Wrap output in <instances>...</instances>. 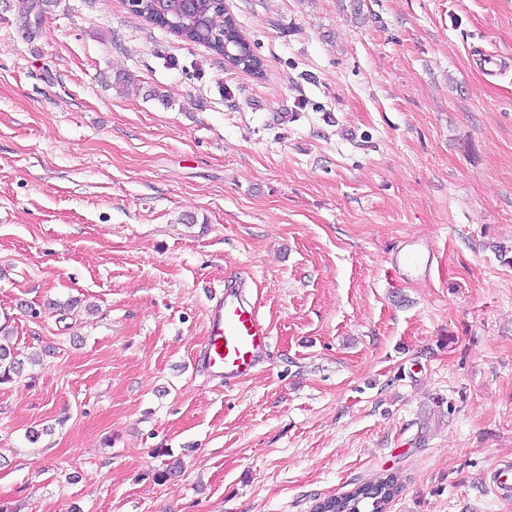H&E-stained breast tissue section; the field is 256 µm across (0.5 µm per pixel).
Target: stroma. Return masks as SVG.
I'll use <instances>...</instances> for the list:
<instances>
[{"label": "stroma", "instance_id": "obj_1", "mask_svg": "<svg viewBox=\"0 0 512 512\" xmlns=\"http://www.w3.org/2000/svg\"><path fill=\"white\" fill-rule=\"evenodd\" d=\"M225 5L262 78L124 0H0V322L50 350L0 384V502L312 512L389 470V512H512V0ZM231 274L272 340L226 386ZM247 288V279L234 277L214 293L207 337L197 351L198 366L226 386L253 375L271 343L269 323ZM512 460L503 461L490 476V486L500 496L508 497L512 494Z\"/></svg>", "mask_w": 512, "mask_h": 512}]
</instances>
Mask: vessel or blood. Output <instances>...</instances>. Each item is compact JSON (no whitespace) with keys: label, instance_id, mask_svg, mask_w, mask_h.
Masks as SVG:
<instances>
[{"label":"vessel or blood","instance_id":"1","mask_svg":"<svg viewBox=\"0 0 512 512\" xmlns=\"http://www.w3.org/2000/svg\"><path fill=\"white\" fill-rule=\"evenodd\" d=\"M247 288V280L236 277L214 293L207 337L197 351L199 367L227 385L253 375L271 343L270 326ZM490 485L500 496L512 495V460L500 463Z\"/></svg>","mask_w":512,"mask_h":512}]
</instances>
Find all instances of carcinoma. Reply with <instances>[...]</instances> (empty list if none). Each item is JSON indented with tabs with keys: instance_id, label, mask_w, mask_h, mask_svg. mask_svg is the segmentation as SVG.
<instances>
[{
	"instance_id": "cac0c4a2",
	"label": "carcinoma",
	"mask_w": 512,
	"mask_h": 512,
	"mask_svg": "<svg viewBox=\"0 0 512 512\" xmlns=\"http://www.w3.org/2000/svg\"><path fill=\"white\" fill-rule=\"evenodd\" d=\"M49 4L50 0H22V14L37 23ZM138 16L217 55L228 50L236 55V67L256 77L263 76L261 59L249 37L225 12L224 0H194L189 10L182 7L180 0H141ZM23 366L14 346L9 344V332L0 326V383L20 375ZM398 489L397 474L382 472L343 494L327 498L316 512H387Z\"/></svg>"
}]
</instances>
